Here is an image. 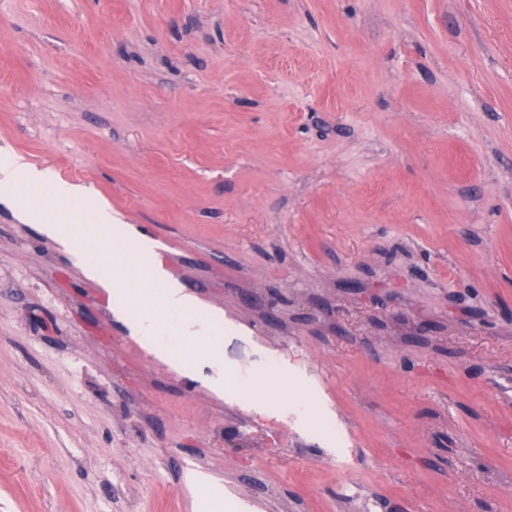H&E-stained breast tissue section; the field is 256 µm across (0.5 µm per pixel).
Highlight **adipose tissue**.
<instances>
[{"label": "adipose tissue", "instance_id": "obj_1", "mask_svg": "<svg viewBox=\"0 0 512 512\" xmlns=\"http://www.w3.org/2000/svg\"><path fill=\"white\" fill-rule=\"evenodd\" d=\"M42 188L49 189L52 198L62 202L80 200L87 196L86 190L81 186L50 177L46 171L33 167L21 156L7 151L0 153V199L11 200L23 196L24 192ZM17 216L22 222L39 225L46 237L58 242L69 253L82 257L85 275L104 288L113 315L127 326L141 348L175 372L187 377L193 375L194 366L171 356L168 348L161 343L160 327L156 319L147 312L135 310L129 300L127 288L110 280L103 266L92 257L93 252L103 246L130 236L133 232L130 225L124 224L102 203L97 204L94 209L93 225L84 229L71 224L50 222L40 209L30 204L20 207ZM139 249L150 258V280L160 287L165 309L175 315L194 312V319L181 325L183 335L200 338L213 335L223 328V311L203 305L197 297L173 280L161 261L155 258L154 245L150 238H141Z\"/></svg>", "mask_w": 512, "mask_h": 512}]
</instances>
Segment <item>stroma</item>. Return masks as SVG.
<instances>
[{"mask_svg": "<svg viewBox=\"0 0 512 512\" xmlns=\"http://www.w3.org/2000/svg\"><path fill=\"white\" fill-rule=\"evenodd\" d=\"M5 148L235 330L218 396L1 203L0 512H512V0H0ZM192 480L207 488L204 510L206 512L224 511V487L213 483L208 476L197 473L193 475Z\"/></svg>", "mask_w": 512, "mask_h": 512, "instance_id": "obj_1", "label": "stroma"}]
</instances>
